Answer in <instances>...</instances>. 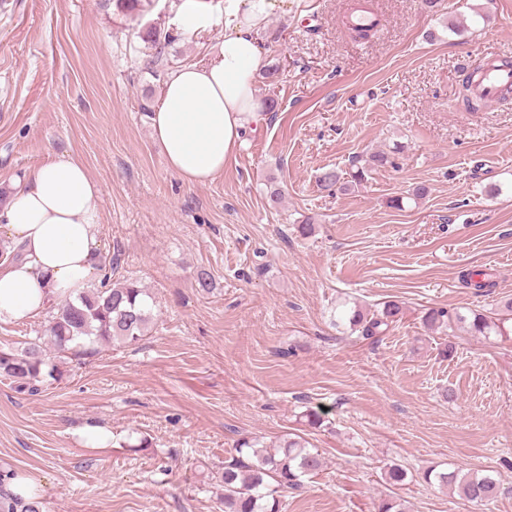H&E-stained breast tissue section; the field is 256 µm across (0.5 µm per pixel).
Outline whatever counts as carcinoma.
<instances>
[{
	"mask_svg": "<svg viewBox=\"0 0 512 512\" xmlns=\"http://www.w3.org/2000/svg\"><path fill=\"white\" fill-rule=\"evenodd\" d=\"M392 165L384 153L369 156L368 165L350 173V179L335 169L323 171L319 183L326 190H348L349 185L364 179L374 167ZM118 256L100 259L102 277L99 286L86 289L75 299L64 298L49 311L46 337L51 347L65 357L73 348L98 344H138L148 334L151 323V296L147 289L131 279L115 277ZM463 287L477 294L489 293L496 286L494 273L489 270L466 269L461 272ZM509 316L494 322L485 315L445 308L431 309L424 322L431 328L442 325L466 327L474 334L488 336L507 334L506 322L512 316V300L504 303ZM403 316L401 303L389 300L374 311L360 306H342L336 312L335 324L346 325L362 337L377 336L395 326ZM42 337L24 343L22 347L0 348V377L20 391L34 393L45 381L63 377L60 365L50 363L43 355ZM282 452H270L257 440H244L237 448L238 458L224 465L221 479L224 487L223 512H281L280 492L284 488L301 487L302 478L317 473L323 466L320 454L312 452L300 437L288 438L280 445ZM422 480L440 488L455 486L460 495L475 503L495 499L499 482L489 475L463 474L459 470L445 471L434 467L425 469ZM0 512H40V502L21 504L0 495Z\"/></svg>",
	"mask_w": 512,
	"mask_h": 512,
	"instance_id": "1",
	"label": "carcinoma"
}]
</instances>
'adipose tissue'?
<instances>
[{
    "label": "adipose tissue",
    "instance_id": "1",
    "mask_svg": "<svg viewBox=\"0 0 512 512\" xmlns=\"http://www.w3.org/2000/svg\"><path fill=\"white\" fill-rule=\"evenodd\" d=\"M277 0H226L224 40L203 64L174 72L149 115L168 169L189 185L223 173L265 116L255 95L261 32ZM0 239L22 249L0 263V322L33 318L98 274L100 189L83 163L50 161L15 181L0 208Z\"/></svg>",
    "mask_w": 512,
    "mask_h": 512
}]
</instances>
